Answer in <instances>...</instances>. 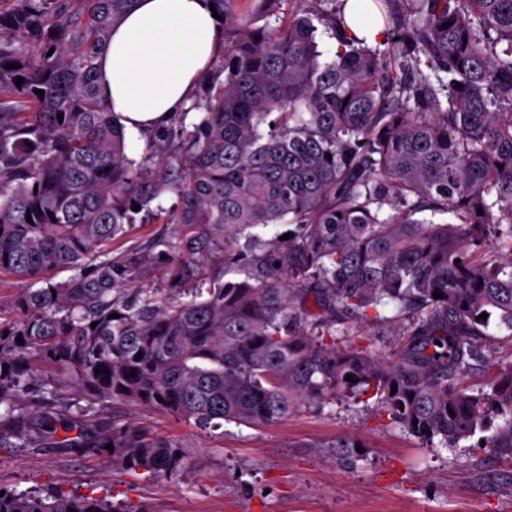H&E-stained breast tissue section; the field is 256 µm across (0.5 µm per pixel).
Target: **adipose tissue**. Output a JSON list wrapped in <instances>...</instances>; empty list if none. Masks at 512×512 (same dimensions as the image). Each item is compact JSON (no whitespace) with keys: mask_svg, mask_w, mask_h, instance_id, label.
Segmentation results:
<instances>
[{"mask_svg":"<svg viewBox=\"0 0 512 512\" xmlns=\"http://www.w3.org/2000/svg\"><path fill=\"white\" fill-rule=\"evenodd\" d=\"M210 0H136L97 67L104 104L128 130L184 111L223 37Z\"/></svg>","mask_w":512,"mask_h":512,"instance_id":"adipose-tissue-1","label":"adipose tissue"}]
</instances>
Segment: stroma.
I'll return each instance as SVG.
<instances>
[{"label":"stroma","instance_id":"obj_1","mask_svg":"<svg viewBox=\"0 0 512 512\" xmlns=\"http://www.w3.org/2000/svg\"><path fill=\"white\" fill-rule=\"evenodd\" d=\"M406 325L390 309L363 331L385 357ZM102 414L174 438L187 451L185 468L148 478L51 448H0V484L19 491L60 485L150 512H512V456L473 438L454 448L422 447L375 405L352 398L262 428H204L134 404H107ZM343 438L350 447H337Z\"/></svg>","mask_w":512,"mask_h":512}]
</instances>
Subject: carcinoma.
Masks as SVG:
<instances>
[{
  "mask_svg": "<svg viewBox=\"0 0 512 512\" xmlns=\"http://www.w3.org/2000/svg\"><path fill=\"white\" fill-rule=\"evenodd\" d=\"M134 2L0 0V274L44 283L0 320V448L149 477L185 466V449L145 426L70 414L69 387L91 409L137 404L202 426H268L365 396L425 448L501 418L484 447L512 455V363L475 344L512 332V0H404L395 65L343 34L340 9L272 27L281 0L244 13L212 0L224 80L202 78L191 127L183 112L154 132L151 166L129 158L96 85ZM316 19L336 38L329 57ZM166 193L173 216L151 208ZM135 204L186 236L112 257ZM281 222L289 239L251 235L233 254L245 278L182 286L184 268ZM179 256L165 296L123 292ZM58 268L74 274L46 277ZM391 306L408 316L393 359L336 346V325L358 332ZM477 366L487 391L466 383ZM0 491V512H148L57 486Z\"/></svg>",
  "mask_w": 512,
  "mask_h": 512,
  "instance_id": "1",
  "label": "carcinoma"
}]
</instances>
